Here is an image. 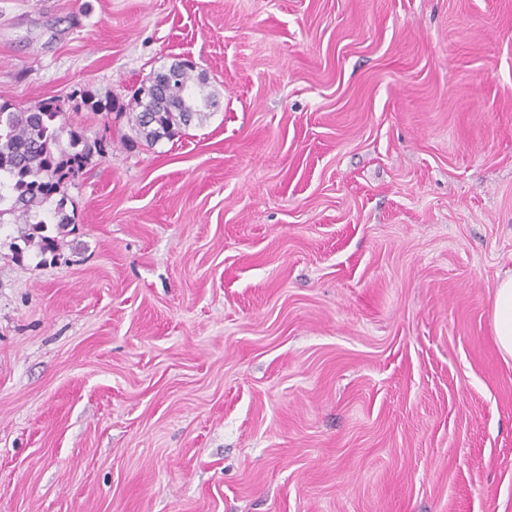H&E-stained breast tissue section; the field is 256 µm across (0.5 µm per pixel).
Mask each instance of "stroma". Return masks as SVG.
<instances>
[{
  "instance_id": "35a3bbf8",
  "label": "stroma",
  "mask_w": 512,
  "mask_h": 512,
  "mask_svg": "<svg viewBox=\"0 0 512 512\" xmlns=\"http://www.w3.org/2000/svg\"><path fill=\"white\" fill-rule=\"evenodd\" d=\"M1 104L98 147L0 224V512H512V0H0ZM192 71L191 64L175 62L168 69L155 73L149 87L134 91L138 111L131 126L135 136L126 137L130 143L145 142L147 146H154L163 139L170 141L193 122H202L207 112L212 113L216 99L203 95L198 101L191 92L192 84L196 83ZM494 336L504 360L512 359V275L503 278L493 297Z\"/></svg>"
}]
</instances>
